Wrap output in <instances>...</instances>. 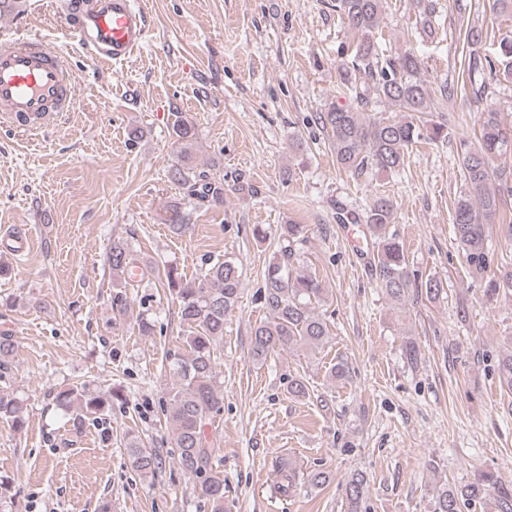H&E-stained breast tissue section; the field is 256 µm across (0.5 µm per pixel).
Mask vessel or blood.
<instances>
[{"instance_id":"1","label":"vessel or blood","mask_w":512,"mask_h":512,"mask_svg":"<svg viewBox=\"0 0 512 512\" xmlns=\"http://www.w3.org/2000/svg\"><path fill=\"white\" fill-rule=\"evenodd\" d=\"M147 11L132 0H73L70 33L97 62H122L145 42ZM74 102L73 75L63 52L39 40L0 45V111L12 123L32 127Z\"/></svg>"}]
</instances>
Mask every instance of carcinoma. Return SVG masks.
Returning a JSON list of instances; mask_svg holds the SVG:
<instances>
[{"label":"carcinoma","instance_id":"carcinoma-1","mask_svg":"<svg viewBox=\"0 0 512 512\" xmlns=\"http://www.w3.org/2000/svg\"><path fill=\"white\" fill-rule=\"evenodd\" d=\"M335 8L344 29L358 39L354 62L340 73L341 84L354 101L365 104L374 98L383 99L402 115L366 121L351 106H332L318 113V124L329 137L340 169L352 174H360L369 167L379 172H397L404 168L409 148L424 138L415 114L431 111L432 90L418 78L419 65L414 56L408 54L396 64L381 63L374 39L381 23L383 0H336ZM500 47L497 62L474 53L464 56L460 84L439 87L441 99L446 102L459 93L475 103L486 99L491 94V85L477 82L476 76L487 70L494 74L498 65L502 66L504 76L512 77V40L501 41ZM172 133L182 145V163L171 168V180L192 200L214 206L223 204L224 180L204 171L196 172L190 165L195 139L192 122L177 117ZM507 144L508 132L499 113L490 110L483 113L477 144L458 154L469 193L455 201L452 224L466 263L478 273L486 272L492 263L486 244L488 226L512 199V165L491 166V158L501 154ZM393 219L392 201L384 196L374 199L363 217L377 244L375 278L390 298L403 301L413 282L402 245L387 232ZM304 242V225H282L278 250L265 274L263 304L267 316L251 335V356L256 361L294 347L317 349L327 341L328 325L312 310L322 288L315 277L296 265L298 246ZM108 265L113 285L119 288L112 295V308L121 313L127 305L124 289L135 287L136 280L130 273L139 266V259L127 243L117 240L110 247ZM164 275L179 302L181 321L189 331V353L175 357L172 362L177 383L168 393L166 406L173 425L177 463L182 471L198 479L200 494L211 504L213 512H224V478L209 469L218 449L205 428L221 412L224 403L215 374L217 343L224 337V318L237 301L241 272L234 261L217 259L191 280L172 267L164 268ZM14 353L11 337L0 336V368L12 364ZM498 371L502 387L512 391V349L500 358ZM119 398L121 394L117 391L84 394L70 389L57 395L61 406L76 411V418L82 422L90 417L99 418L111 409L112 400ZM0 420L15 429L24 425L23 407L10 392L0 393ZM127 453L132 466L146 475L162 464L157 454L143 450L135 441L128 444ZM278 477V492L292 494L298 486V473L292 468L282 469ZM365 484L363 474H351L346 494L348 512H360ZM486 498L495 501L499 512H512V483L494 472L481 471L462 486L439 488L434 512H459L461 501Z\"/></svg>","mask_w":512,"mask_h":512}]
</instances>
